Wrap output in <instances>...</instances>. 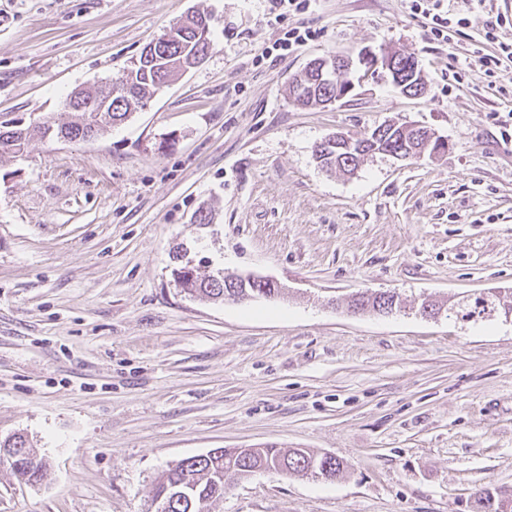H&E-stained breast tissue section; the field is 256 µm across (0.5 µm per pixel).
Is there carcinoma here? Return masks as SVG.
Here are the masks:
<instances>
[{
  "label": "carcinoma",
  "mask_w": 512,
  "mask_h": 512,
  "mask_svg": "<svg viewBox=\"0 0 512 512\" xmlns=\"http://www.w3.org/2000/svg\"><path fill=\"white\" fill-rule=\"evenodd\" d=\"M211 46L212 17L205 13L186 17L144 47L126 74V91L112 98L109 109L103 112L78 109V101L95 99L102 89L93 92L77 90L66 101L70 120L62 125L43 122L32 128L10 120H0V155L19 154L36 138L87 141L97 137L143 109L161 85L193 68L199 57L205 55L206 48ZM371 148L369 140H356L355 147L346 152L342 159V168H348L351 163L358 164L361 155ZM173 276L176 285L192 296L215 301L230 297V292L224 288L222 270L200 276L187 261L173 269ZM399 305V295L390 291L357 292L347 302L348 308L355 312L372 311L379 314H389ZM0 461L8 463L15 476L29 484L42 481L48 470V462L33 456L28 439L22 433L0 439ZM276 464L283 467L287 474L305 475L313 470L336 479L343 472V463L339 459L307 448L267 445L249 452L232 448L220 455L188 457L169 467L157 479L152 500L160 497L166 500V512H210L211 505L224 497L225 474H252ZM470 512H512V491L488 487L471 503Z\"/></svg>",
  "instance_id": "carcinoma-1"
}]
</instances>
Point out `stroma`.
Listing matches in <instances>:
<instances>
[{
    "label": "stroma",
    "mask_w": 512,
    "mask_h": 512,
    "mask_svg": "<svg viewBox=\"0 0 512 512\" xmlns=\"http://www.w3.org/2000/svg\"><path fill=\"white\" fill-rule=\"evenodd\" d=\"M448 5L473 18L450 45L405 0L279 17L268 0H0V117L27 124L67 121L72 91L188 13L214 17L207 58L123 124L0 156V439L23 433L50 463L33 487L0 462V512H153L169 464L269 443L344 471L230 475L213 512H468L512 490V71L478 60L512 44V11ZM292 28L314 37L267 55ZM367 46L415 57L426 93L375 78L325 108L291 101L311 59ZM388 122L448 148L317 165L329 135ZM180 250L281 291L191 297ZM359 291L402 305L350 312ZM426 298L446 311L420 315Z\"/></svg>",
    "instance_id": "1"
}]
</instances>
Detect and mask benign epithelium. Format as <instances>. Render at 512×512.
<instances>
[{"mask_svg":"<svg viewBox=\"0 0 512 512\" xmlns=\"http://www.w3.org/2000/svg\"><path fill=\"white\" fill-rule=\"evenodd\" d=\"M396 60V55L383 48H364L354 58L340 54L316 57L307 64L306 69L315 72L319 76V81L336 85V99L318 102V105L323 107L348 96L374 72L391 77L392 84L406 97L417 98L424 95L426 89L421 85L422 70L418 61L412 56L405 59L406 69L399 72L396 69ZM397 127L404 135L412 134L413 140L422 142L423 146L410 149L406 154L390 152V149H385L377 143V139L386 129V126L382 125L374 132L373 139L376 143L373 144L372 152L389 153L393 157L407 159L415 155L419 157L424 155L425 149L429 147L433 148V152L438 153L448 146L446 140L428 129L415 125L399 127L395 123L392 124V128Z\"/></svg>","mask_w":512,"mask_h":512,"instance_id":"obj_1","label":"benign epithelium"}]
</instances>
